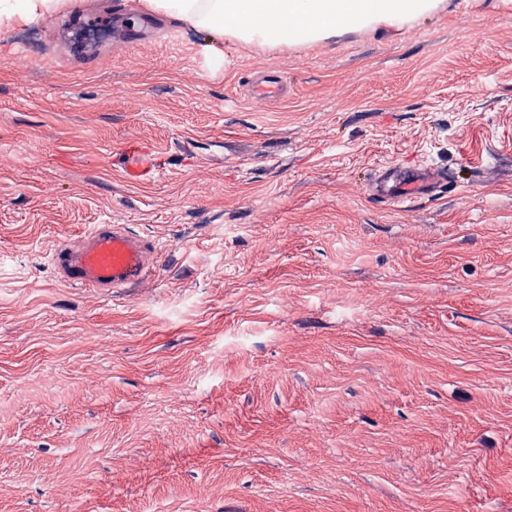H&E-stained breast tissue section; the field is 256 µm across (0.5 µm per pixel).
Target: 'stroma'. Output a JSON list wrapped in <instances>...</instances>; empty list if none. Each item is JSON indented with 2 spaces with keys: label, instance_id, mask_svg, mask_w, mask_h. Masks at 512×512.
Returning a JSON list of instances; mask_svg holds the SVG:
<instances>
[{
  "label": "stroma",
  "instance_id": "obj_1",
  "mask_svg": "<svg viewBox=\"0 0 512 512\" xmlns=\"http://www.w3.org/2000/svg\"><path fill=\"white\" fill-rule=\"evenodd\" d=\"M210 42L138 0L0 32V512H512V0ZM93 224L151 288L61 281ZM282 79L277 76H267L251 85L250 92L254 97L276 99L282 94ZM140 156L134 163L123 162V170L129 180L132 181H146L152 179L158 170L153 163L152 157L154 156L152 150L147 147H142L138 150ZM435 180L436 176L426 170L390 166L378 174L372 184V191L377 198L401 203L425 194ZM158 255L151 240L122 224H93L76 242L59 245L51 261L67 284L110 295L149 285Z\"/></svg>",
  "mask_w": 512,
  "mask_h": 512
}]
</instances>
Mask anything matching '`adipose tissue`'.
I'll return each mask as SVG.
<instances>
[{
    "label": "adipose tissue",
    "mask_w": 512,
    "mask_h": 512,
    "mask_svg": "<svg viewBox=\"0 0 512 512\" xmlns=\"http://www.w3.org/2000/svg\"><path fill=\"white\" fill-rule=\"evenodd\" d=\"M148 8L197 30L211 33V55L218 41L287 45L335 35L367 23L415 19L433 0H145ZM60 0H0V28L36 23L56 12Z\"/></svg>",
    "instance_id": "ef3b65f1"
}]
</instances>
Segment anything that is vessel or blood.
Returning <instances> with one entry per match:
<instances>
[{
	"label": "vessel or blood",
	"mask_w": 512,
	"mask_h": 512,
	"mask_svg": "<svg viewBox=\"0 0 512 512\" xmlns=\"http://www.w3.org/2000/svg\"><path fill=\"white\" fill-rule=\"evenodd\" d=\"M153 152L143 147L134 163L124 164L129 180L152 179L157 168ZM435 176L426 170L391 166L372 184L375 197L401 203L425 194ZM159 252L152 241L131 234L121 224H94L77 241L59 245L51 261L63 280L74 287L110 295L149 285Z\"/></svg>",
	"instance_id": "b4317fda"
}]
</instances>
